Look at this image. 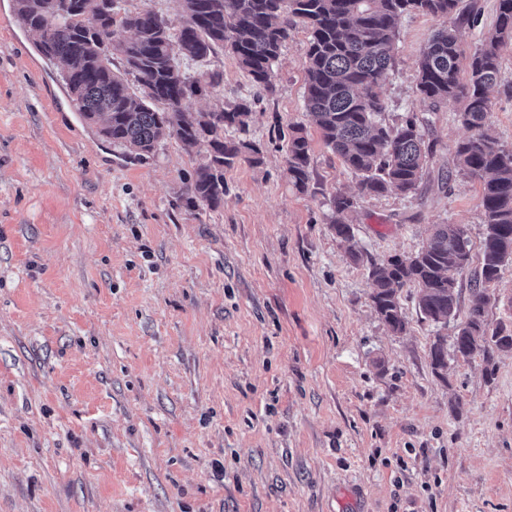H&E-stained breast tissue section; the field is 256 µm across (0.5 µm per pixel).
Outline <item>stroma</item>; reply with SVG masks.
<instances>
[{
    "instance_id": "stroma-1",
    "label": "stroma",
    "mask_w": 512,
    "mask_h": 512,
    "mask_svg": "<svg viewBox=\"0 0 512 512\" xmlns=\"http://www.w3.org/2000/svg\"><path fill=\"white\" fill-rule=\"evenodd\" d=\"M0 0V512H512V352L429 364L437 332L405 286L406 329L381 321L364 264L406 257L433 224L485 234L478 180L453 172L461 102L416 92V58L452 19L406 14L381 82L385 122L428 118L416 194L358 199L337 238L330 199L356 179L307 116L309 33L289 32L273 93L220 50L182 61L224 83L193 110L253 99L258 162L224 171L218 206L191 203L205 149L162 138L138 162L68 97L59 61ZM487 123L512 150V50ZM304 126L299 191L280 141Z\"/></svg>"
}]
</instances>
